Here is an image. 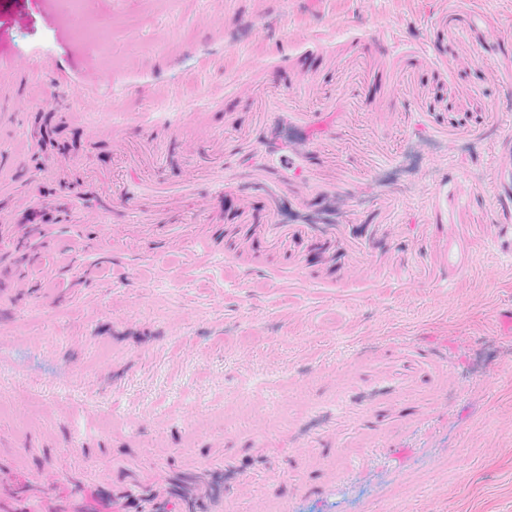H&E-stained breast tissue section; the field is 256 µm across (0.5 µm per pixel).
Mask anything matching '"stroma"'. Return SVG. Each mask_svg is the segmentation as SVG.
Instances as JSON below:
<instances>
[{
  "label": "stroma",
  "mask_w": 512,
  "mask_h": 512,
  "mask_svg": "<svg viewBox=\"0 0 512 512\" xmlns=\"http://www.w3.org/2000/svg\"><path fill=\"white\" fill-rule=\"evenodd\" d=\"M464 32L479 48L469 62ZM241 46L265 67L259 87ZM0 51V150L19 157L0 165L11 188L0 214L129 177L104 130L75 129L72 112H165L170 95L190 112L212 92L223 104L211 131L230 142L284 93L335 122L321 151L337 189L371 183L357 201L367 223L404 227L360 279L284 283L270 271L250 285L232 262L201 249L165 257L150 241L113 265L112 227L131 206L108 224L53 223L56 279L35 271L0 293V455L23 457L25 485L104 462L116 479L132 468L173 478L194 461L247 457L252 433L280 444L301 401L335 389L349 353L411 340L453 376L422 403L420 425L332 490L302 494L323 454L311 430L274 460L276 480L250 477L235 512H263L272 497L288 512H512V337L492 324L512 309V266L486 246L512 226V0L477 12L469 0H79L69 11L0 0ZM126 140L139 174L171 184L187 161L223 159L209 141L137 125ZM426 214L442 217L447 256ZM79 228L97 250L79 248ZM246 385L275 404L225 412Z\"/></svg>",
  "instance_id": "1"
}]
</instances>
